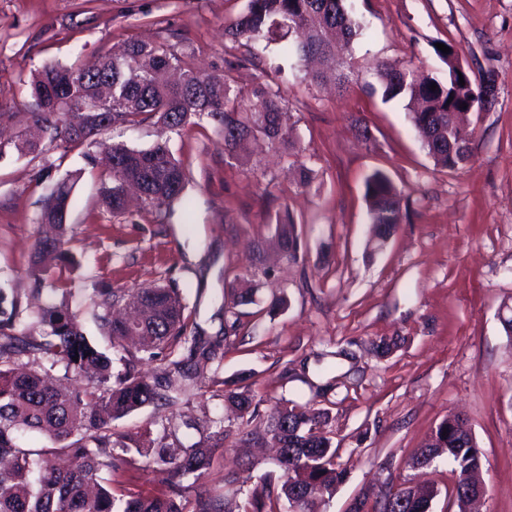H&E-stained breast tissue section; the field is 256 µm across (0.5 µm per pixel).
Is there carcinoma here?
Masks as SVG:
<instances>
[{
  "label": "carcinoma",
  "instance_id": "carcinoma-1",
  "mask_svg": "<svg viewBox=\"0 0 512 512\" xmlns=\"http://www.w3.org/2000/svg\"><path fill=\"white\" fill-rule=\"evenodd\" d=\"M225 37L246 47L244 53L225 62L224 70L203 74L195 64L196 50L188 38L169 41L127 40L118 51L92 68L47 63L31 80L19 79L20 95L27 99L30 131L12 141H0L17 152L48 154L60 147L90 144L95 137L136 125L148 117L171 131L180 132L207 118L224 139V150L236 154L251 139L267 138L290 147L291 132L282 126L288 99L279 87L264 85L250 95L233 85L232 72L247 65L266 71L264 52L274 47L269 64L275 73L301 70L311 57L323 68L307 73L304 80L336 82L339 93L352 83L351 65L336 62V50H347L362 35V28L345 0H247L246 9L226 25ZM438 52L448 66L445 81L419 76L412 64L377 60L373 72L386 101L406 102L408 116L435 165L455 169L471 157L475 130L468 123V109L488 101L485 83L464 68L452 65L458 56ZM465 85H460L459 78ZM437 85L430 90V85ZM94 103L104 122H81L83 114L71 107ZM467 108H461V104ZM111 186L105 188L104 204L114 215L126 213L125 192L129 182L139 184L142 203L159 209L183 198L187 174L167 142L147 149L123 143L104 145ZM71 179L57 182L42 215L46 234L35 246L31 275L43 286L57 263L66 259L63 250L66 222L63 210L71 207ZM365 200L371 236L369 251L382 247L403 221V197L387 175L379 170L365 180ZM280 250L297 260L300 248L296 224L285 216L276 227ZM146 301L151 310L140 327L137 350L154 356L165 354L162 374L148 379L139 369V357L126 350L110 357L84 335L77 315L66 303L53 304L37 313L45 327L40 336H25L18 329V299L12 289L0 285V512H224V500L206 484L216 452L235 435L244 442L278 440L282 443L278 483L263 482L242 493L237 512H321L341 483L346 470L338 448L324 431L327 413L282 398L266 415L263 432L247 430L258 416L259 402L250 385L224 393L225 405L241 418L237 429L214 422V430L183 446L182 454H167V440L176 430L161 425L153 446L142 447L138 436L112 432V422L147 405L178 404V391L197 382L188 368L194 360H212L216 348L236 334L239 318L225 319L224 335L195 336L184 317L181 295L174 288L155 285L117 294L101 292L98 315L101 330L115 339L128 336L129 326L110 317L114 303ZM38 359L24 364L21 355ZM78 360H72V357ZM85 376L93 385L71 387L72 378ZM27 432H37L45 443L21 442ZM448 454L456 488L482 483V458L468 421L450 415L432 431L425 444L414 450L409 465ZM144 457L162 475L160 488L131 491L117 488L114 480L130 475L136 459ZM191 483H185V480ZM404 483L388 482L375 495L371 510L383 512L389 503L398 512H428L426 498H401Z\"/></svg>",
  "mask_w": 512,
  "mask_h": 512
}]
</instances>
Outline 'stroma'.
Instances as JSON below:
<instances>
[{"mask_svg":"<svg viewBox=\"0 0 512 512\" xmlns=\"http://www.w3.org/2000/svg\"><path fill=\"white\" fill-rule=\"evenodd\" d=\"M247 0H0V140L27 129L18 80L53 61L85 66L129 36L193 39L199 71H221L238 48L225 24ZM364 33L352 45L354 77L332 86L289 78L284 122L295 147L264 140L238 157L208 121L172 132L153 120L104 135L102 143L51 154H0V283L21 301V327L39 334V307L67 301L85 336L103 351L113 341L99 328L97 292L151 283L179 289L197 335L218 336L221 306L240 325L215 360L199 364L185 387L179 417L148 405L113 422L117 433L148 436L172 422L180 439L198 438L224 413V393L249 377L268 413L281 398L328 411L326 426L346 479L322 512H347L366 489L417 480L415 448L448 415L469 422L483 461L480 512H512V339L500 313L512 303V0H349ZM452 42L466 70L491 78L495 96L472 116L468 162L436 167L409 122L403 101L371 91L375 59L410 61L446 79L436 52ZM168 140L187 170L172 210L131 206L115 215L102 202L109 183L104 146L146 149ZM312 172L299 185L292 161ZM53 167L43 181L34 174ZM387 174L408 203V217L374 255L364 180ZM73 179L64 248L71 264L56 268L68 298L32 290L28 271L51 187ZM289 211L300 238L297 260L269 250L257 263L252 244L273 239ZM253 301L236 304L243 284ZM386 340L380 356L372 342ZM195 421L183 428L182 419ZM278 480L272 449L226 443L213 461L210 487L233 512L239 488Z\"/></svg>","mask_w":512,"mask_h":512,"instance_id":"obj_1","label":"stroma"}]
</instances>
